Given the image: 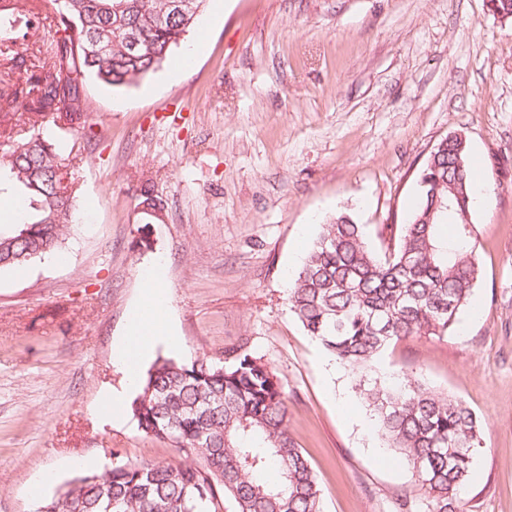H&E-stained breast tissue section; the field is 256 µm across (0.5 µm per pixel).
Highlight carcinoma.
Returning a JSON list of instances; mask_svg holds the SVG:
<instances>
[{
	"label": "carcinoma",
	"mask_w": 512,
	"mask_h": 512,
	"mask_svg": "<svg viewBox=\"0 0 512 512\" xmlns=\"http://www.w3.org/2000/svg\"><path fill=\"white\" fill-rule=\"evenodd\" d=\"M53 0L55 34L47 67L34 65L0 95V191L21 204L0 225L1 270L53 251L81 221L70 169L75 132L86 124V80L122 87L162 66L184 42L206 0ZM40 13L0 0V46H17ZM473 174L465 139L431 151L419 202L379 253L363 225L326 220L288 288L292 314L354 378L385 447L417 475L427 512H461V491L483 449L480 420L465 402L405 375L373 376L392 343L446 336L481 280L476 258ZM131 404L138 427L203 465L125 462L87 472L38 508L45 512H322L321 488L288 430V395L251 354L187 365L158 359Z\"/></svg>",
	"instance_id": "carcinoma-1"
}]
</instances>
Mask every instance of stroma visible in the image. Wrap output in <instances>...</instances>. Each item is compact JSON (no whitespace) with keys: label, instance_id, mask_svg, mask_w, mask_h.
I'll return each mask as SVG.
<instances>
[{"label":"stroma","instance_id":"obj_1","mask_svg":"<svg viewBox=\"0 0 512 512\" xmlns=\"http://www.w3.org/2000/svg\"><path fill=\"white\" fill-rule=\"evenodd\" d=\"M90 129L72 168L82 222L44 258L0 271V512H35L80 470L173 462L132 415L114 348L144 274L168 288L176 345L154 359L223 363L244 347L288 393L290 433L322 512H424L417 478L380 449L348 371L295 319L288 285L329 217L381 247L418 201L445 137L485 184L482 277L443 337L400 341L376 375L413 373L462 399L484 448L463 512H512V20L486 0H207L182 47L137 84L86 85ZM164 204L145 222L142 188Z\"/></svg>","mask_w":512,"mask_h":512}]
</instances>
